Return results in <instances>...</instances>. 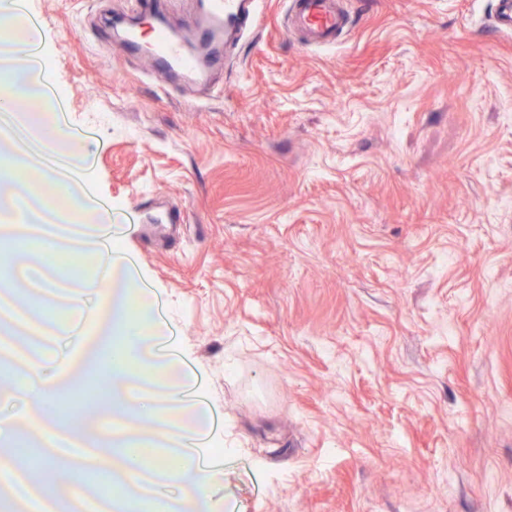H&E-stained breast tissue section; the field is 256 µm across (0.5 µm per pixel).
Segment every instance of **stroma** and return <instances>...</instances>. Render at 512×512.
<instances>
[{
  "label": "stroma",
  "instance_id": "1",
  "mask_svg": "<svg viewBox=\"0 0 512 512\" xmlns=\"http://www.w3.org/2000/svg\"><path fill=\"white\" fill-rule=\"evenodd\" d=\"M120 244L196 370L212 512H512V34L495 0H265L206 94L29 0ZM181 211L182 222L163 223ZM292 22L313 45L335 44L351 27V16L338 0H292Z\"/></svg>",
  "mask_w": 512,
  "mask_h": 512
}]
</instances>
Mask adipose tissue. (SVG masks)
<instances>
[{
	"label": "adipose tissue",
	"mask_w": 512,
	"mask_h": 512,
	"mask_svg": "<svg viewBox=\"0 0 512 512\" xmlns=\"http://www.w3.org/2000/svg\"><path fill=\"white\" fill-rule=\"evenodd\" d=\"M37 23L28 0H0V246L32 243L15 261L10 278L53 285L50 256L72 265L93 263L94 274L68 298L24 306L12 289L0 290V334L24 326L31 336H55L53 351L36 357L20 347L4 351L20 384L0 388V496L14 512H58L46 480L32 479L15 448L19 437L39 443L44 459L58 446L51 437L76 433L77 425L52 408L61 389L82 376L101 348L120 342L112 361L111 450L74 440L81 469H101L115 492L100 512H130L152 495L158 512H210L208 491L224 480L219 456L203 444L214 418L198 394V377L173 348L170 327L158 314L159 297L137 284L129 252L116 244L119 228L96 199L92 164L69 146L50 92L54 76L43 39H30ZM28 101L25 111L16 99ZM93 322L94 334L84 325Z\"/></svg>",
	"instance_id": "ef3b65f1"
}]
</instances>
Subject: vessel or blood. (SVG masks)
<instances>
[{
    "label": "vessel or blood",
    "mask_w": 512,
    "mask_h": 512,
    "mask_svg": "<svg viewBox=\"0 0 512 512\" xmlns=\"http://www.w3.org/2000/svg\"><path fill=\"white\" fill-rule=\"evenodd\" d=\"M258 5L259 0H203L200 12L182 31H170L156 19L149 34L131 27L126 39L144 53L149 73L161 83L183 79L200 85L206 69L222 61L216 52L220 41L240 37L246 22L255 19ZM292 21L313 45L336 43L351 27L341 0H292Z\"/></svg>",
    "instance_id": "obj_1"
}]
</instances>
